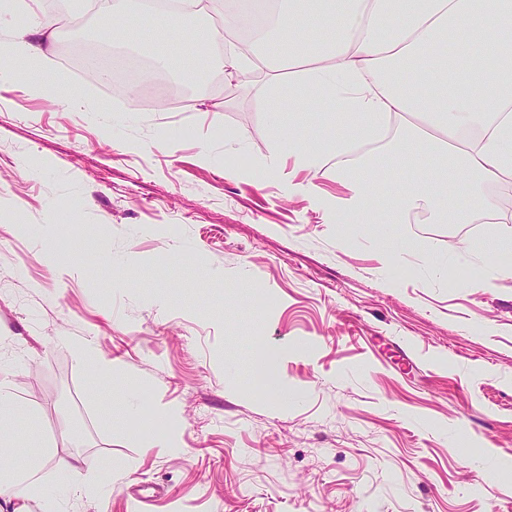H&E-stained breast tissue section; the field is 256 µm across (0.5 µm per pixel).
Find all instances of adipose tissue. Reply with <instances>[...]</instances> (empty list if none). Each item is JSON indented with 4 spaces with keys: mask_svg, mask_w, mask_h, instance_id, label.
<instances>
[{
    "mask_svg": "<svg viewBox=\"0 0 512 512\" xmlns=\"http://www.w3.org/2000/svg\"><path fill=\"white\" fill-rule=\"evenodd\" d=\"M223 0H207L204 9L223 12V26L185 27L156 11L148 27L168 32L188 61L206 58L212 68L274 71L271 92L283 97L299 88L321 91L303 104L337 115L320 122L310 137H300L270 114L272 151L261 167L277 175L283 160L309 169L339 156V195L322 193L306 182H288L292 194H305L330 213L378 225L386 253L402 245L393 233L413 211L430 224H492L498 217L492 186L512 182V0H270L264 21L246 49L223 55L213 43L236 30L237 11H223ZM58 20L30 12L0 58L25 70L31 89H41L46 72L39 66L43 44ZM463 89H456V75ZM397 136L388 154L353 156L361 144L381 137L388 121ZM395 163L406 170L400 190L378 208L372 175ZM466 185L464 200L453 197ZM37 448L25 467L0 468V494H8L12 512H28L26 501L53 458Z\"/></svg>",
    "mask_w": 512,
    "mask_h": 512,
    "instance_id": "obj_1",
    "label": "adipose tissue"
}]
</instances>
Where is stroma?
<instances>
[{"label":"stroma","mask_w":512,"mask_h":512,"mask_svg":"<svg viewBox=\"0 0 512 512\" xmlns=\"http://www.w3.org/2000/svg\"><path fill=\"white\" fill-rule=\"evenodd\" d=\"M59 15L39 94L0 76V381L32 410L10 462L55 451L31 512H512V274L461 249L495 225L399 224L381 256L378 225L285 194L335 193V162L259 175L266 106L298 122L268 77L172 67L185 91L160 106L71 68L62 42L106 22ZM107 462L106 493L72 494Z\"/></svg>","instance_id":"35a3bbf8"}]
</instances>
